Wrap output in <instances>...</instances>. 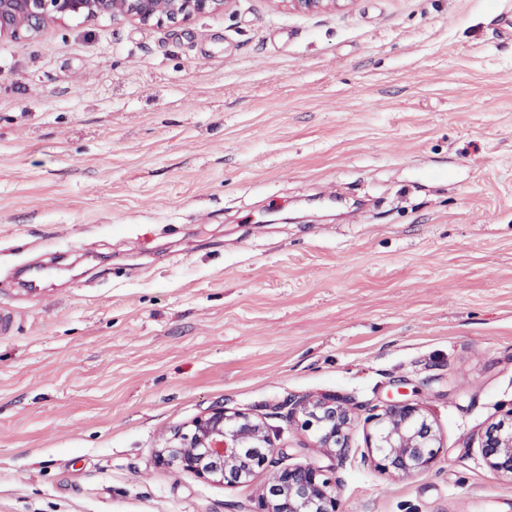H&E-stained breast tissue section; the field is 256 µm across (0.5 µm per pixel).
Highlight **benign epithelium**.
<instances>
[{
  "mask_svg": "<svg viewBox=\"0 0 512 512\" xmlns=\"http://www.w3.org/2000/svg\"><path fill=\"white\" fill-rule=\"evenodd\" d=\"M238 0H0V38L30 37L50 24L74 18L108 17L116 24L176 26L195 17L224 12ZM302 13L341 7L343 0H280ZM292 417L301 427L317 432V447L340 459L349 451L354 417L349 400L339 395L306 397L294 404ZM370 455L375 467L397 478H407L435 466L441 437L422 408L408 401L390 402L371 415ZM482 454L489 467L512 477V410L507 418L486 427ZM278 453L266 425L246 413L211 408L178 429L156 450L157 461L224 485L248 482L268 473L256 512H341L336 482L315 463L278 468Z\"/></svg>",
  "mask_w": 512,
  "mask_h": 512,
  "instance_id": "obj_1",
  "label": "benign epithelium"
}]
</instances>
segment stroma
I'll list each match as a JSON object with an SVG mask.
<instances>
[{"instance_id":"obj_1","label":"stroma","mask_w":512,"mask_h":512,"mask_svg":"<svg viewBox=\"0 0 512 512\" xmlns=\"http://www.w3.org/2000/svg\"><path fill=\"white\" fill-rule=\"evenodd\" d=\"M512 0H237L0 39V512H256L157 463L221 405L342 512H512L484 428L512 410ZM356 408L344 461L290 400ZM419 404L398 479L367 418ZM279 2H282L288 9L314 14L345 6L341 2H350V0H279ZM368 422L373 423L370 455L380 471L407 478L438 462L440 433L418 404L390 402Z\"/></svg>"}]
</instances>
